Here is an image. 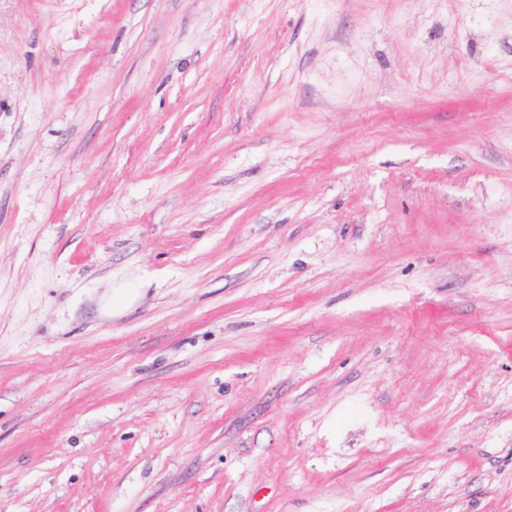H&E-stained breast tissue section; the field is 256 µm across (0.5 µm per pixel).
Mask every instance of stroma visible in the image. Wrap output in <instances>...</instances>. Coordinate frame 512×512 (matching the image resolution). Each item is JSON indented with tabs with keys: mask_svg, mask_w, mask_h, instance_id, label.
Wrapping results in <instances>:
<instances>
[{
	"mask_svg": "<svg viewBox=\"0 0 512 512\" xmlns=\"http://www.w3.org/2000/svg\"><path fill=\"white\" fill-rule=\"evenodd\" d=\"M0 512H512V0H0Z\"/></svg>",
	"mask_w": 512,
	"mask_h": 512,
	"instance_id": "1",
	"label": "stroma"
}]
</instances>
